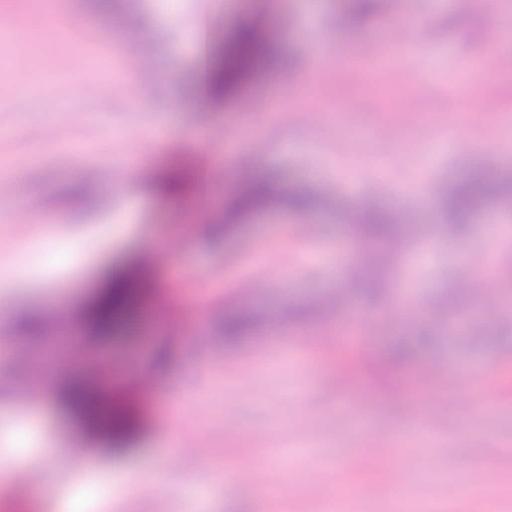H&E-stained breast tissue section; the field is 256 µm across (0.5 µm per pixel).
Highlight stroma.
Returning <instances> with one entry per match:
<instances>
[{"mask_svg":"<svg viewBox=\"0 0 512 512\" xmlns=\"http://www.w3.org/2000/svg\"><path fill=\"white\" fill-rule=\"evenodd\" d=\"M40 14L29 61L0 66L11 100L0 105V266L20 285L0 288V334L17 337L19 363L42 365L41 382L56 393L83 375L104 344L129 371L113 401L142 410L146 428L133 455L113 457L99 434L69 422L55 404L20 399L14 365L0 361V449L17 473L42 466L52 494L75 512H324L350 491L355 512H396L400 495L428 512H458L459 473L490 468L487 512H512V317L496 307L467 315L448 306L466 276L461 256L498 243L482 272L498 296L512 295V205L484 210L459 237H408L400 261L380 279V293L357 298L348 216L379 204L404 226L442 224L437 205L402 202L400 191L421 167L431 194L474 166L512 171L504 146L512 137V70L481 75L474 63L492 51L512 53V40L489 49L493 23L482 0L457 11L454 0H379L369 18H352L346 0H112L100 39L64 31L74 14L91 16L97 0H28ZM208 12L218 35L241 15L259 19L276 56L261 78L286 93L258 100L253 112L236 100L203 102L196 93L190 38ZM426 27L418 54L383 47L382 68L364 54L387 20ZM135 43L152 70L132 71L121 51ZM83 51L74 68L71 56ZM94 86L110 96L90 95ZM314 112L313 122L283 124L281 114ZM224 135L200 151V127ZM238 138L249 174L316 196L306 214L274 202L225 224L240 193L224 141ZM154 150H139L143 140ZM187 154L211 198L160 196L154 175ZM171 250L149 274L159 285L151 307L106 337L87 307L112 263ZM343 289L349 303L317 319H288L290 308L324 301ZM43 322L66 312L83 358L45 364L49 335L22 325L24 307ZM251 310L263 332L224 337V313ZM392 318L378 337L350 347L336 333L351 315L372 324ZM409 361L381 375L375 366L394 347ZM452 369L453 386L428 389L425 370ZM489 370L485 385L475 374ZM174 397V408L163 400ZM426 420L409 427V400ZM205 440L206 457L157 450L171 426ZM94 459L83 477L64 478L68 449ZM152 466L151 492H124L123 471ZM402 469L406 485L390 474ZM258 469L263 484L226 480L231 470Z\"/></svg>","mask_w":512,"mask_h":512,"instance_id":"obj_1","label":"stroma"}]
</instances>
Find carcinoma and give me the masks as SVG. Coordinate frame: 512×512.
Instances as JSON below:
<instances>
[{"label": "carcinoma", "mask_w": 512, "mask_h": 512, "mask_svg": "<svg viewBox=\"0 0 512 512\" xmlns=\"http://www.w3.org/2000/svg\"><path fill=\"white\" fill-rule=\"evenodd\" d=\"M275 56V47L264 29L255 21L240 20L220 44H207L204 50L203 83L206 96L215 102L236 95ZM195 189V178L191 163L175 157L162 169L155 179V191L166 195L174 190L191 192ZM283 192L282 187L267 181L251 184L238 200L235 208L245 210L253 207L264 197ZM512 198V173L493 174L476 166L451 190L438 195L437 206L441 212L451 216L448 233H461L477 220L481 212L491 204L501 202L504 196ZM314 206L311 197L288 189V207L305 212ZM399 225L391 223V214L385 208H373L362 215V223L353 226L355 234L374 242H385L398 232ZM143 290V285L130 276L112 277L89 309V319L94 328L103 335L116 333L130 323L136 315L132 294ZM250 329V315L245 311L227 314L224 320V335L234 341ZM61 404L77 416H91L102 423L112 434L108 451L115 456L132 451L133 431L140 423L132 412L116 410L98 403L87 382H78L59 397Z\"/></svg>", "instance_id": "1"}]
</instances>
